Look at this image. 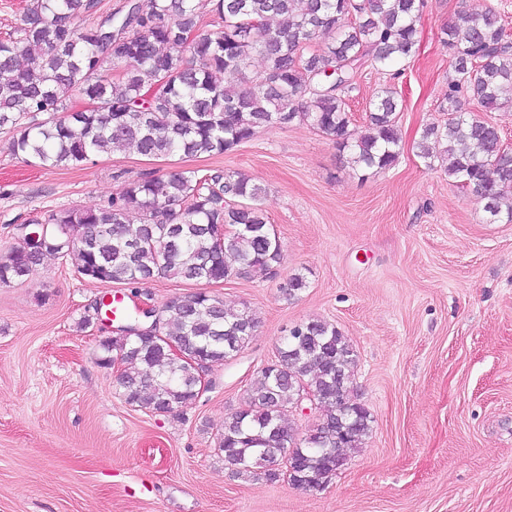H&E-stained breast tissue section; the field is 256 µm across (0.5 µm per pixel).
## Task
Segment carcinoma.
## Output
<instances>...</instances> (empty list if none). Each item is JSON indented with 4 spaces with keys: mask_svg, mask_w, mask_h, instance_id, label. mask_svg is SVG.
<instances>
[{
    "mask_svg": "<svg viewBox=\"0 0 512 512\" xmlns=\"http://www.w3.org/2000/svg\"><path fill=\"white\" fill-rule=\"evenodd\" d=\"M97 0H30L22 24L0 38V133L13 154L43 166L80 167L93 154L129 148L161 158L222 155L261 129L309 124L350 150L356 169L380 172L398 160L401 136L394 92L372 103L367 130L354 136L345 95L360 68L388 70L419 48L424 0H213L215 28L199 31L196 0H127L121 14L86 24ZM458 75L448 86V122L423 129L417 148L434 167L429 143L443 145L445 171L489 220L512 222V151L496 126L459 110L467 95L486 112L512 104V44L495 7L459 14L441 30ZM260 59L262 75H251ZM92 102L78 111L73 95ZM43 114L45 118L37 120ZM265 188L241 172L145 173L128 179L94 209L51 210L49 236L0 255V283L22 280L46 255L72 256L83 279L142 284L158 277L215 284L270 270L282 251L262 208ZM307 287L300 274L280 287ZM151 320L157 334L124 333L100 343L101 363L122 370L125 403L155 414L181 413L199 398L200 370L245 347L258 321L205 290L166 300ZM181 355L169 352L170 346ZM244 404L217 434L238 478L324 487L372 430L368 409L351 395L357 355L333 324L295 325L276 348ZM312 393L319 422L301 436L288 418L300 393Z\"/></svg>",
    "mask_w": 512,
    "mask_h": 512,
    "instance_id": "obj_1",
    "label": "carcinoma"
}]
</instances>
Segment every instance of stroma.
<instances>
[{
    "instance_id": "1",
    "label": "stroma",
    "mask_w": 512,
    "mask_h": 512,
    "mask_svg": "<svg viewBox=\"0 0 512 512\" xmlns=\"http://www.w3.org/2000/svg\"><path fill=\"white\" fill-rule=\"evenodd\" d=\"M489 5L512 35V0H425L402 73L360 69L346 96L354 132L381 87L399 103V160L376 174L299 122L223 155L117 151L69 170L29 165L0 134V254L18 244L17 225L48 210L94 208L125 178L182 170L241 171L265 187L282 246L273 269L210 285L259 325L180 414L121 399L115 368L100 362L117 323L92 311L105 295L158 308L194 284H102L53 256L0 283V512H512V223L489 222L416 149L426 126L448 119L456 74L442 27ZM294 274L307 286L288 299L280 288ZM310 319L353 345L351 389L372 431L322 489L234 478L215 446L224 418L281 337Z\"/></svg>"
}]
</instances>
